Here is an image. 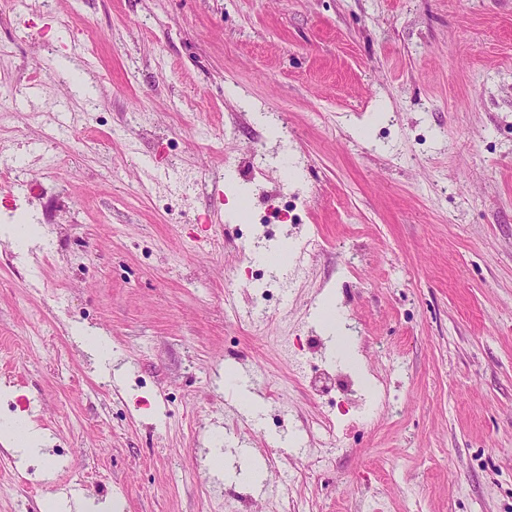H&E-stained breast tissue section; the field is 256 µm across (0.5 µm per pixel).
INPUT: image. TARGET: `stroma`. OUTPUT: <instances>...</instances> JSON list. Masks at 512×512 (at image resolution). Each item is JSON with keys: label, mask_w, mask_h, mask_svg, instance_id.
<instances>
[{"label": "stroma", "mask_w": 512, "mask_h": 512, "mask_svg": "<svg viewBox=\"0 0 512 512\" xmlns=\"http://www.w3.org/2000/svg\"><path fill=\"white\" fill-rule=\"evenodd\" d=\"M4 162L0 512H512V0H0ZM0 441L6 447L24 448L29 454L37 455L41 451L42 436L29 420L22 418L13 427L1 428Z\"/></svg>", "instance_id": "obj_1"}]
</instances>
